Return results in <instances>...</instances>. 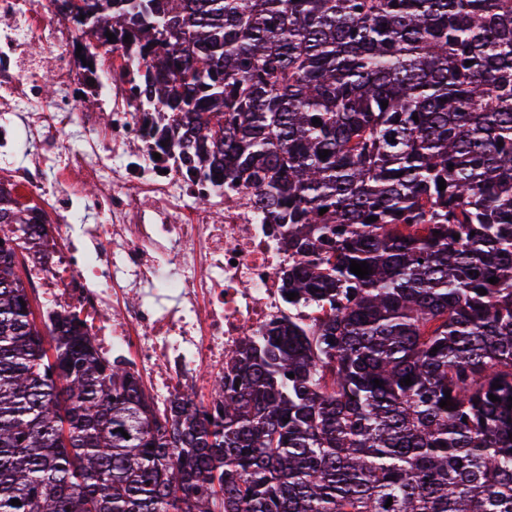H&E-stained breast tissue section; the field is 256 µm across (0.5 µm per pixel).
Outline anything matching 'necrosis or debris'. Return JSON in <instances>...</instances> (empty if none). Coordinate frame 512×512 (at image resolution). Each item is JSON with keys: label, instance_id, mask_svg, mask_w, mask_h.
<instances>
[{"label": "necrosis or debris", "instance_id": "4bbe7bcc", "mask_svg": "<svg viewBox=\"0 0 512 512\" xmlns=\"http://www.w3.org/2000/svg\"><path fill=\"white\" fill-rule=\"evenodd\" d=\"M78 37L46 0H0V183L44 226L25 281L43 315L82 314L98 352L146 378L156 406L187 393L211 408L245 332L288 313V253L254 188L198 182L158 155L131 103L133 59L83 65Z\"/></svg>", "mask_w": 512, "mask_h": 512}]
</instances>
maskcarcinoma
Wrapping results in <instances>:
<instances>
[{"label": "carcinoma", "mask_w": 512, "mask_h": 512, "mask_svg": "<svg viewBox=\"0 0 512 512\" xmlns=\"http://www.w3.org/2000/svg\"><path fill=\"white\" fill-rule=\"evenodd\" d=\"M71 2L173 159L257 190L298 296L161 413L77 314L38 326L1 194L0 512H512V0Z\"/></svg>", "instance_id": "carcinoma-1"}]
</instances>
